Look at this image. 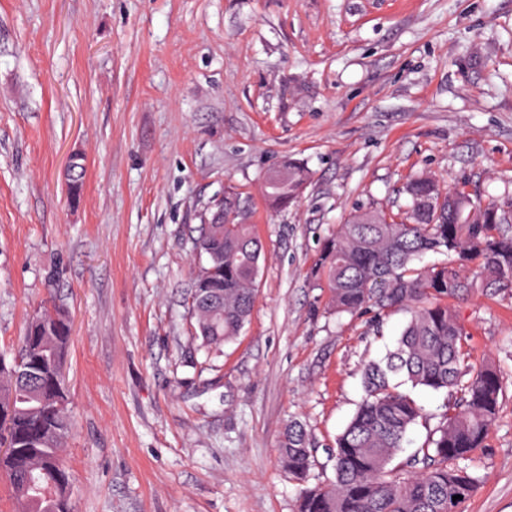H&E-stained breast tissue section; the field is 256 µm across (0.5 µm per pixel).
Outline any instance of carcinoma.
<instances>
[{
  "instance_id": "obj_1",
  "label": "carcinoma",
  "mask_w": 512,
  "mask_h": 512,
  "mask_svg": "<svg viewBox=\"0 0 512 512\" xmlns=\"http://www.w3.org/2000/svg\"><path fill=\"white\" fill-rule=\"evenodd\" d=\"M84 159L68 171L72 197L81 191ZM311 180L307 165L265 177L271 204L297 201ZM410 202L399 214L358 208L322 244L311 273L326 288L331 311L359 315L403 311L409 319L396 348L363 369L364 397L336 437L334 479L305 486L299 512H457L479 478L467 462L484 447L497 419L504 376L492 364L469 363L466 331L448 300H466L512 289V199L475 202L465 190L446 189L431 175L409 180ZM237 199L224 197L210 211L194 250L210 257L191 289V319L204 345L234 340L248 323L257 297L263 256L251 224L229 219ZM428 254L446 257L425 263ZM65 310L29 319L12 359L0 355V442L14 448L0 455L20 512H70L71 473L61 455L72 416L61 363L71 343ZM39 373L37 385L22 384L20 372ZM397 377L412 387L455 396L434 432L404 463L391 466L422 409L398 390ZM284 467L305 481L314 463L315 439L297 418L279 441Z\"/></svg>"
}]
</instances>
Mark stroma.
I'll return each instance as SVG.
<instances>
[{
    "instance_id": "obj_1",
    "label": "stroma",
    "mask_w": 512,
    "mask_h": 512,
    "mask_svg": "<svg viewBox=\"0 0 512 512\" xmlns=\"http://www.w3.org/2000/svg\"><path fill=\"white\" fill-rule=\"evenodd\" d=\"M86 163L78 200L63 178ZM295 158L301 198L266 174ZM512 198V0H0V352L42 306L72 319V512H298L278 441L317 437L310 483L408 316H337L312 285L353 207L398 212L410 176ZM236 194L265 259L249 323L201 345L193 241ZM498 418L458 512H512V292L453 302ZM425 417L448 395L403 385ZM284 171H278L264 182V195L271 204L285 206L297 201L311 180V172L304 162L289 159Z\"/></svg>"
}]
</instances>
